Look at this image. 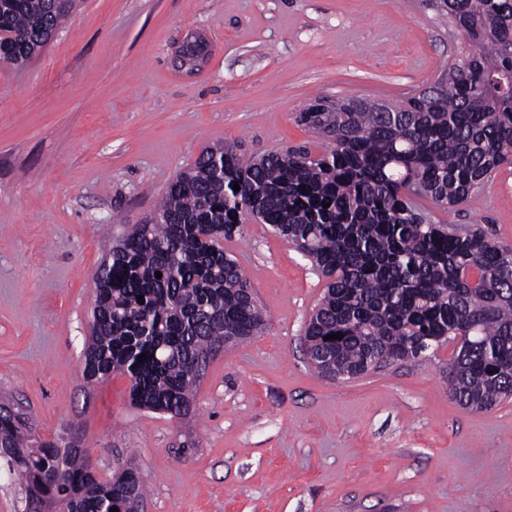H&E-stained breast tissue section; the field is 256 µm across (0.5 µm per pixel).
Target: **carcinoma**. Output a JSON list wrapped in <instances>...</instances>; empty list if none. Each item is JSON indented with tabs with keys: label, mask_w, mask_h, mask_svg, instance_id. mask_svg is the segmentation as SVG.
<instances>
[{
	"label": "carcinoma",
	"mask_w": 512,
	"mask_h": 512,
	"mask_svg": "<svg viewBox=\"0 0 512 512\" xmlns=\"http://www.w3.org/2000/svg\"><path fill=\"white\" fill-rule=\"evenodd\" d=\"M76 3L0 0V57L26 64ZM436 8L464 43L444 81L391 112L367 99L314 97L300 119L319 138L317 155L306 144L253 158L235 144L207 146L116 239L94 280L88 381L125 375L136 406L178 420L193 413L208 361L267 322L224 251L247 214L326 279L305 331L319 375H364L459 338L448 361L453 399L484 411L512 395V247L438 224L422 205L455 207L512 164V88L490 90L512 75V0ZM336 333L343 338L326 340ZM0 465L25 488V512H110L146 493L137 470L98 478L83 449L37 437L2 399Z\"/></svg>",
	"instance_id": "1"
}]
</instances>
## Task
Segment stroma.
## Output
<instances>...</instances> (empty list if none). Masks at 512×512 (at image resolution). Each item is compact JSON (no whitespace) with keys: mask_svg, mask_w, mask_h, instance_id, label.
Wrapping results in <instances>:
<instances>
[{"mask_svg":"<svg viewBox=\"0 0 512 512\" xmlns=\"http://www.w3.org/2000/svg\"><path fill=\"white\" fill-rule=\"evenodd\" d=\"M196 41L205 63L181 68ZM461 47L432 0H81L26 66L0 61V397L39 437L77 439L99 477L137 469L144 512H512V399L459 406L448 346L318 376L304 329L325 281L248 218L224 248L267 328L210 361L194 415L82 376L98 266L203 147L313 143L297 116L314 96L396 103ZM430 213L512 245V168Z\"/></svg>","mask_w":512,"mask_h":512,"instance_id":"stroma-1","label":"stroma"}]
</instances>
